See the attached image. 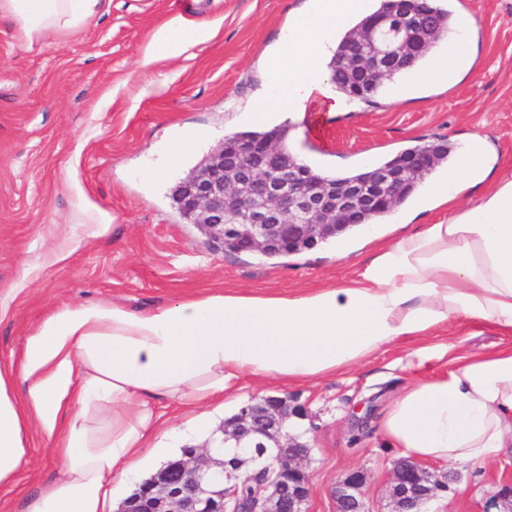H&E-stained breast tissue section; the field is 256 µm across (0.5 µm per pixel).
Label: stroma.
Listing matches in <instances>:
<instances>
[{
  "label": "stroma",
  "mask_w": 512,
  "mask_h": 512,
  "mask_svg": "<svg viewBox=\"0 0 512 512\" xmlns=\"http://www.w3.org/2000/svg\"><path fill=\"white\" fill-rule=\"evenodd\" d=\"M303 0H192L186 19L216 28L209 41L143 70V54L173 15L169 0H105L81 30L33 42L0 18V367L20 368L31 331L72 304L116 301L147 312L214 288L252 291L339 285L373 255L361 234L267 259L225 253L175 207L172 194L226 136L253 129L250 113L265 83L264 57ZM478 25L466 80L418 85L393 101L390 92L349 112H330L322 132L310 121L289 125L288 143L307 165L341 173L415 145L441 139L461 145L476 128L512 165V0H448ZM196 134L193 147L168 164L169 147ZM106 225L95 233V225ZM82 244L67 261L53 252ZM438 352L425 362L413 344L384 347L346 371L309 384L237 380L230 404H212L206 428L161 405L187 429L183 447H203L225 417L252 399L285 396L308 412L301 438L311 451L306 512H336L331 496L348 472L365 475L369 512H386L387 484L399 449L378 420L411 379L434 378L455 357L512 346V330L457 320L434 331ZM30 470L0 487V505L21 512L59 462L34 428L23 430ZM455 481L426 512H497L494 493L512 482V455L454 466Z\"/></svg>",
  "instance_id": "35a3bbf8"
}]
</instances>
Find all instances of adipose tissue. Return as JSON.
<instances>
[{
	"label": "adipose tissue",
	"mask_w": 512,
	"mask_h": 512,
	"mask_svg": "<svg viewBox=\"0 0 512 512\" xmlns=\"http://www.w3.org/2000/svg\"><path fill=\"white\" fill-rule=\"evenodd\" d=\"M377 0H306L265 60L269 89L253 120L347 104L327 63L337 35ZM101 0H0L26 40L62 37L101 10ZM170 18L153 35L151 66L212 38ZM466 29L447 39L423 80L454 84L468 74ZM487 184L474 208L456 207L466 186ZM425 204L447 219L378 247L339 286L262 293L213 290L149 312L118 304L69 305L28 336L20 372L0 368V486L28 470L25 425L54 448L59 474L24 512H100L108 493L136 475L149 439L178 434L159 402L195 414L249 375L308 383L348 369L402 340L417 342L465 318L512 330V170L496 172L486 135L472 133ZM381 436L422 463H482L512 451V348L462 355L447 376L407 383L379 421Z\"/></svg>",
	"instance_id": "ef3b65f1"
}]
</instances>
